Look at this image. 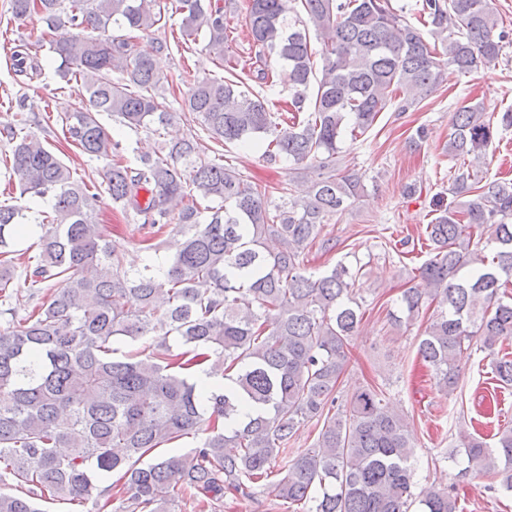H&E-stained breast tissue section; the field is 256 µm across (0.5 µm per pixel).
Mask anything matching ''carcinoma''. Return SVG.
<instances>
[{"label":"carcinoma","mask_w":512,"mask_h":512,"mask_svg":"<svg viewBox=\"0 0 512 512\" xmlns=\"http://www.w3.org/2000/svg\"><path fill=\"white\" fill-rule=\"evenodd\" d=\"M244 6L255 47L246 65L232 50L225 0H10L14 19L46 25L39 43L58 61L55 76L80 83V101L57 117L65 139L105 166L100 183L87 182L25 131V118L0 130L9 178L49 207L37 211L35 245L16 250L30 208L0 205V481L24 486L20 495L0 492V512H41L39 501L94 490L125 512H170L183 495L216 512L228 493L254 498L310 421L320 424L317 439L270 484L276 499L302 512H408L415 503L420 512H460L448 490L416 487L410 423L383 391L367 387L338 403L349 339L364 316L358 272L340 261L308 275L303 256L317 242L336 247L323 225L363 190L342 164L344 137L357 141L381 113L420 105L448 72L498 59L509 32L492 0H422L418 27L393 0ZM169 13L181 15L186 39L203 35L227 72L194 79L182 99L217 149L206 154L190 134L130 160L98 115L155 133L172 119L162 69L171 46L140 43ZM272 57L294 89L289 119L237 77L248 67L273 87ZM10 60L17 76L41 75L30 43ZM492 135L484 104L456 113L444 145L459 161L453 205L426 225L429 258L417 268L426 287L405 289L390 313L409 326L435 309L417 354L448 392L458 356L473 344L512 387V351L503 347L512 339V182L479 178ZM229 145L288 162L308 190L300 196L284 183L271 200L224 164L218 148ZM105 197L133 215L144 251L166 249V267L125 268L96 220ZM487 224L495 226L490 257L474 241ZM172 338L186 350L173 353ZM120 339L142 346L122 352ZM200 365L229 384L200 389L187 375ZM190 435L201 439L189 453L143 462ZM494 439L464 438L463 472L511 491L512 428ZM115 471L123 483L100 486Z\"/></svg>","instance_id":"carcinoma-1"}]
</instances>
